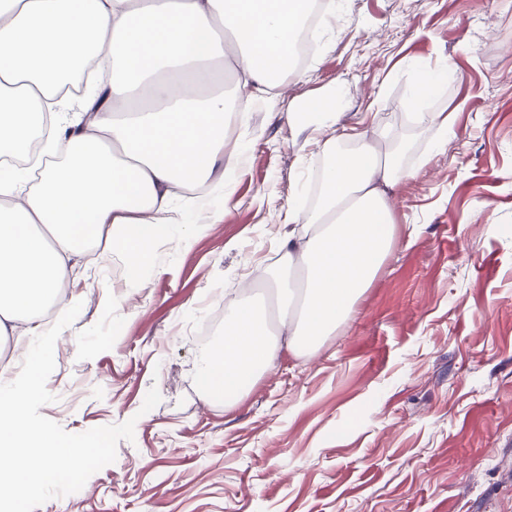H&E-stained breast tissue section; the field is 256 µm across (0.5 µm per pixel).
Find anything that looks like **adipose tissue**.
<instances>
[{"label": "adipose tissue", "instance_id": "1", "mask_svg": "<svg viewBox=\"0 0 512 512\" xmlns=\"http://www.w3.org/2000/svg\"><path fill=\"white\" fill-rule=\"evenodd\" d=\"M302 0H0V150L28 156L42 115L52 131L41 152L56 161L39 183L24 171L0 174V340L17 330L50 336L45 310L67 314L61 288L93 238L122 242L133 266L150 256L161 219L181 188L209 181L222 166L229 189L240 163L226 150L231 97L263 99L288 69ZM240 71L224 80V56ZM112 62L108 81L78 97L88 61ZM446 67L422 72L411 121L432 123L433 151L448 143L450 117L432 112ZM355 151L324 142L330 165L322 202L289 209L291 229L274 266L277 318L289 349L303 353L333 335L382 270L395 241L387 191L406 177L403 154L351 130ZM268 323L240 306L220 343L201 351L196 383L232 405L275 358ZM52 355L27 356L18 384L0 381V500L37 492L42 473L84 469L89 451L27 424Z\"/></svg>", "mask_w": 512, "mask_h": 512}]
</instances>
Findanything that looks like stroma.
<instances>
[{"label":"stroma","instance_id":"obj_1","mask_svg":"<svg viewBox=\"0 0 512 512\" xmlns=\"http://www.w3.org/2000/svg\"><path fill=\"white\" fill-rule=\"evenodd\" d=\"M454 73L431 109L447 152L407 114L418 70ZM337 90L336 124L303 110ZM384 132L411 174L388 196L396 239L353 318L308 354L279 337L231 407L195 381L226 297L274 315L249 274L274 265L288 208L311 200L334 139ZM242 162L206 210L176 201L135 282L126 250L84 252L32 426L91 460L17 512H512V0H336L318 49L244 119Z\"/></svg>","mask_w":512,"mask_h":512}]
</instances>
